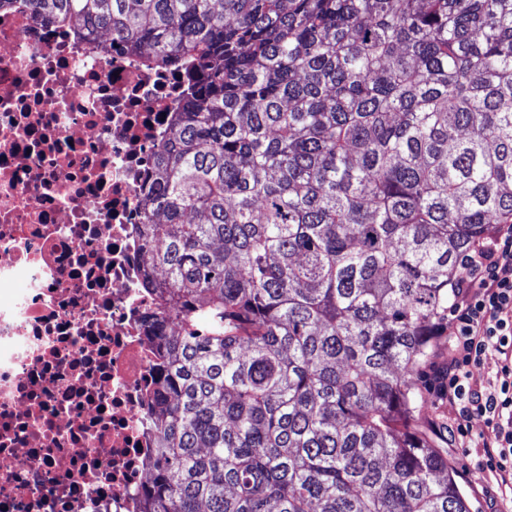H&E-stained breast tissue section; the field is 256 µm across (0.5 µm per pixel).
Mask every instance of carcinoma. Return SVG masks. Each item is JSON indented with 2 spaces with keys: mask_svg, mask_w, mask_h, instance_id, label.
I'll list each match as a JSON object with an SVG mask.
<instances>
[{
  "mask_svg": "<svg viewBox=\"0 0 512 512\" xmlns=\"http://www.w3.org/2000/svg\"><path fill=\"white\" fill-rule=\"evenodd\" d=\"M194 82L141 195L140 512H469L412 378L512 223V0H27Z\"/></svg>",
  "mask_w": 512,
  "mask_h": 512,
  "instance_id": "1",
  "label": "carcinoma"
}]
</instances>
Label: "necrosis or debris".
I'll use <instances>...</instances> for the list:
<instances>
[{
	"mask_svg": "<svg viewBox=\"0 0 512 512\" xmlns=\"http://www.w3.org/2000/svg\"><path fill=\"white\" fill-rule=\"evenodd\" d=\"M186 83L0 0V512H140L158 376L140 191Z\"/></svg>",
	"mask_w": 512,
	"mask_h": 512,
	"instance_id": "1",
	"label": "necrosis or debris"
}]
</instances>
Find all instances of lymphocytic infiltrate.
Listing matches in <instances>:
<instances>
[{
    "label": "lymphocytic infiltrate",
    "mask_w": 512,
    "mask_h": 512,
    "mask_svg": "<svg viewBox=\"0 0 512 512\" xmlns=\"http://www.w3.org/2000/svg\"><path fill=\"white\" fill-rule=\"evenodd\" d=\"M448 363L441 395L454 411L448 440L481 448L475 465L497 489L491 512L512 502V225L499 224L462 259L451 285ZM503 355L496 386L481 388L472 370L488 352ZM482 418L473 428V418Z\"/></svg>",
    "instance_id": "1"
}]
</instances>
